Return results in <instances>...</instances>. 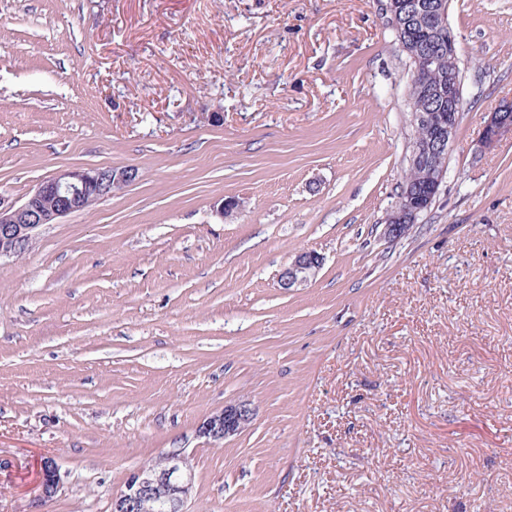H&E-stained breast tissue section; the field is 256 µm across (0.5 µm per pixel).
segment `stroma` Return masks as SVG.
<instances>
[{
  "mask_svg": "<svg viewBox=\"0 0 512 512\" xmlns=\"http://www.w3.org/2000/svg\"><path fill=\"white\" fill-rule=\"evenodd\" d=\"M381 4L0 0V199L138 171L0 259V512H110L172 448L187 512H512V137L478 149L512 0H450L466 110L399 239L410 71ZM304 250L318 274L282 289ZM238 400L248 428L199 436ZM39 503L53 500L62 489L59 466L53 456L46 455L39 462Z\"/></svg>",
  "mask_w": 512,
  "mask_h": 512,
  "instance_id": "obj_1",
  "label": "stroma"
}]
</instances>
